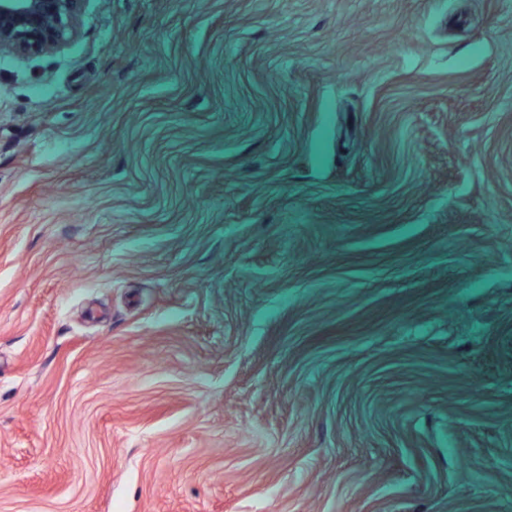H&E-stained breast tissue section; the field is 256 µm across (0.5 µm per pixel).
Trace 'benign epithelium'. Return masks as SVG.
<instances>
[{"mask_svg": "<svg viewBox=\"0 0 512 512\" xmlns=\"http://www.w3.org/2000/svg\"><path fill=\"white\" fill-rule=\"evenodd\" d=\"M83 0H0V55L38 57L80 34Z\"/></svg>", "mask_w": 512, "mask_h": 512, "instance_id": "7a95c632", "label": "benign epithelium"}]
</instances>
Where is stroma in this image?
Returning <instances> with one entry per match:
<instances>
[{
	"label": "stroma",
	"instance_id": "1",
	"mask_svg": "<svg viewBox=\"0 0 512 512\" xmlns=\"http://www.w3.org/2000/svg\"><path fill=\"white\" fill-rule=\"evenodd\" d=\"M0 512H512V0L0 56Z\"/></svg>",
	"mask_w": 512,
	"mask_h": 512
}]
</instances>
